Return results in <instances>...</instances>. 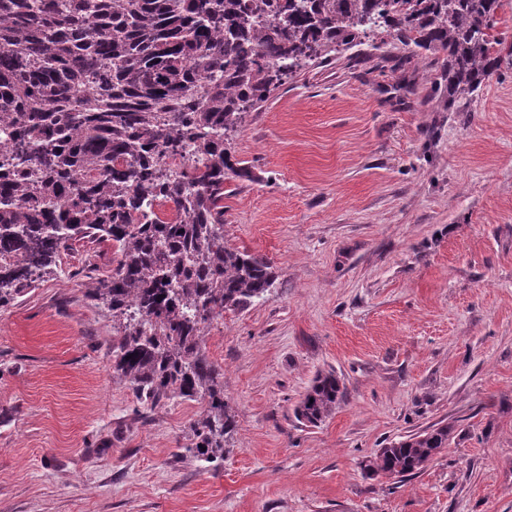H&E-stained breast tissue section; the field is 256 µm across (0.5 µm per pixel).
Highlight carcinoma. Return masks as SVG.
I'll return each mask as SVG.
<instances>
[{
    "instance_id": "cac0c4a2",
    "label": "carcinoma",
    "mask_w": 512,
    "mask_h": 512,
    "mask_svg": "<svg viewBox=\"0 0 512 512\" xmlns=\"http://www.w3.org/2000/svg\"><path fill=\"white\" fill-rule=\"evenodd\" d=\"M501 0H0V310L108 244L85 295L116 325L112 369L152 408L197 401L185 450L224 461L236 421L203 349L226 311L263 299L264 258L224 243V183L247 178L227 134L299 75L389 38L406 64L443 55L448 111L512 57ZM193 160L175 171L169 158ZM343 387L317 374L295 407L324 422ZM448 427L405 436L366 464L404 478L448 447Z\"/></svg>"
}]
</instances>
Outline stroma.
Masks as SVG:
<instances>
[{
	"instance_id": "obj_1",
	"label": "stroma",
	"mask_w": 512,
	"mask_h": 512,
	"mask_svg": "<svg viewBox=\"0 0 512 512\" xmlns=\"http://www.w3.org/2000/svg\"><path fill=\"white\" fill-rule=\"evenodd\" d=\"M315 69L229 132L224 240L277 274L204 337L236 428L224 461L183 446L200 406L149 409L112 370L85 253L0 311V512H512V64L448 109L428 58ZM344 394L294 409L318 372ZM447 426L405 481L365 465ZM342 394V384L334 371L318 373L295 407L296 419L306 426H318L331 416Z\"/></svg>"
}]
</instances>
